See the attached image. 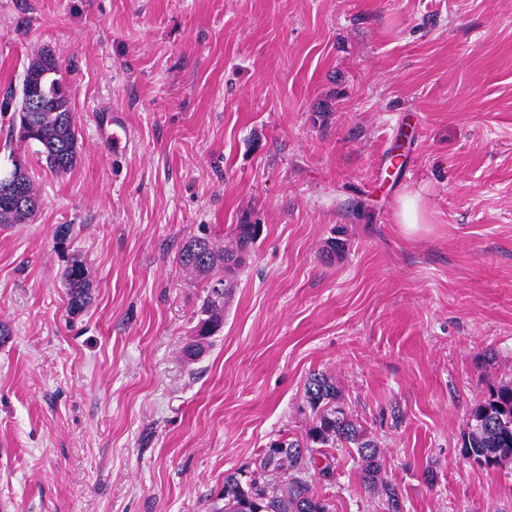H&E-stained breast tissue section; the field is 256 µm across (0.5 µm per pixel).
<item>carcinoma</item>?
Listing matches in <instances>:
<instances>
[{
    "mask_svg": "<svg viewBox=\"0 0 512 512\" xmlns=\"http://www.w3.org/2000/svg\"><path fill=\"white\" fill-rule=\"evenodd\" d=\"M19 122L32 132L29 141L38 144L36 153L56 173H66L76 164L79 154L78 132L71 99L58 97L43 112H26ZM7 182L20 191L18 200H0V224H17L33 214L26 201L38 199L25 165L13 163L6 174ZM259 239L256 225H235L224 244H216L209 236L188 240L178 255L185 270L209 279L197 311L198 322L193 336L185 343L182 356L192 364L211 346L210 339L224 326L225 279L234 277L245 256ZM224 276H216V272ZM68 288L69 310L81 312L92 300V283L83 264L74 261L63 274ZM307 403L313 424L306 438H281L271 443L261 461V470L269 478L242 480L235 473L224 476V489L213 500L211 512H330L329 503L319 497L312 485L311 474L325 481L334 479L330 449L353 450L358 456L363 482L384 499L386 512H401V491L397 485L380 476V448L366 438L364 431L342 409L336 407L337 389L333 378L322 372L312 373L305 384ZM462 455L483 469H496L512 463V386L501 385L471 409L468 430L462 440Z\"/></svg>",
    "mask_w": 512,
    "mask_h": 512,
    "instance_id": "1",
    "label": "carcinoma"
}]
</instances>
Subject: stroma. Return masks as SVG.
I'll return each mask as SVG.
<instances>
[{
    "instance_id": "1",
    "label": "stroma",
    "mask_w": 512,
    "mask_h": 512,
    "mask_svg": "<svg viewBox=\"0 0 512 512\" xmlns=\"http://www.w3.org/2000/svg\"><path fill=\"white\" fill-rule=\"evenodd\" d=\"M43 50L81 150L52 172L0 112V174L22 159L41 201L0 226V512H209L226 474L304 436L315 372L403 512H512V464L461 455L471 408L512 383V0H0V97ZM245 217L224 328L186 364L205 282L178 253ZM334 467L314 483L332 512H385L347 452ZM398 223L402 224L408 234H415L426 224L424 199L419 193H409L399 200L397 212ZM64 285L68 288L69 310L72 314L81 312L92 300V283L80 261H74L63 274Z\"/></svg>"
}]
</instances>
